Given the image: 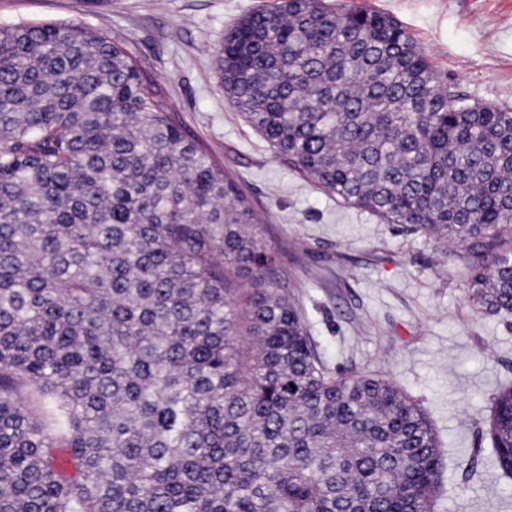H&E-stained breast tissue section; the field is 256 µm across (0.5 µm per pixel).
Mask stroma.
<instances>
[{
    "mask_svg": "<svg viewBox=\"0 0 512 512\" xmlns=\"http://www.w3.org/2000/svg\"><path fill=\"white\" fill-rule=\"evenodd\" d=\"M271 0H0V27L82 23L119 38L165 92L187 133L234 174L258 211L330 370L394 380L441 442L434 512H512L496 476L490 398L512 383V315L471 305L459 249L401 230L309 182L224 97L213 68L224 30ZM385 12L441 80L512 108V0H344Z\"/></svg>",
    "mask_w": 512,
    "mask_h": 512,
    "instance_id": "35a3bbf8",
    "label": "stroma"
}]
</instances>
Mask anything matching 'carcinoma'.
I'll list each match as a JSON object with an SVG mask.
<instances>
[{
	"instance_id": "carcinoma-1",
	"label": "carcinoma",
	"mask_w": 512,
	"mask_h": 512,
	"mask_svg": "<svg viewBox=\"0 0 512 512\" xmlns=\"http://www.w3.org/2000/svg\"><path fill=\"white\" fill-rule=\"evenodd\" d=\"M214 63L304 177L457 245L472 304L512 315L511 108L326 0L243 15ZM258 223L119 40L0 27V512H433L428 414L326 368ZM489 432L512 477V385Z\"/></svg>"
}]
</instances>
